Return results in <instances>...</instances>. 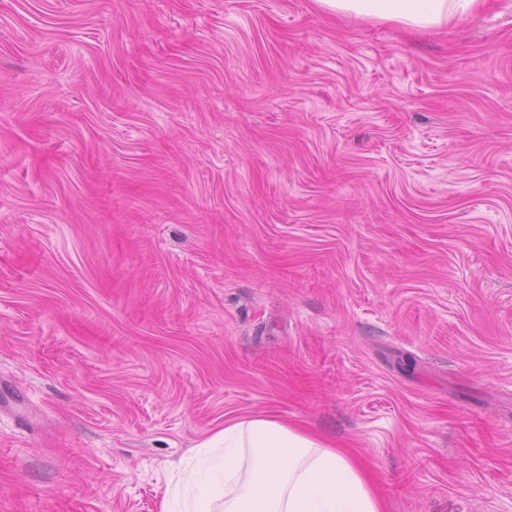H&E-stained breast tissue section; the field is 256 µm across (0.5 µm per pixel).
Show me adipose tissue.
I'll list each match as a JSON object with an SVG mask.
<instances>
[{"label":"adipose tissue","instance_id":"1","mask_svg":"<svg viewBox=\"0 0 512 512\" xmlns=\"http://www.w3.org/2000/svg\"><path fill=\"white\" fill-rule=\"evenodd\" d=\"M325 11L426 30L478 0H316ZM163 512H384L352 453L271 414L234 416L194 447Z\"/></svg>","mask_w":512,"mask_h":512}]
</instances>
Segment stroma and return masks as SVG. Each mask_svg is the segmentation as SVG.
<instances>
[{"label":"stroma","mask_w":512,"mask_h":512,"mask_svg":"<svg viewBox=\"0 0 512 512\" xmlns=\"http://www.w3.org/2000/svg\"><path fill=\"white\" fill-rule=\"evenodd\" d=\"M261 413L512 512V0H0V512H162ZM479 0H316L325 11L426 30L465 17Z\"/></svg>","instance_id":"35a3bbf8"}]
</instances>
